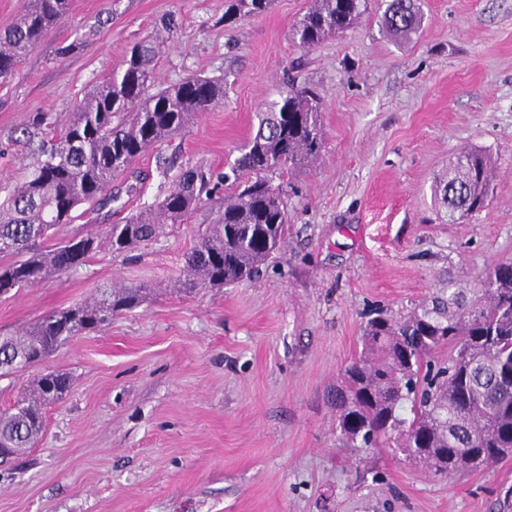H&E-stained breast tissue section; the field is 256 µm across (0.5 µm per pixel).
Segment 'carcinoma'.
I'll list each match as a JSON object with an SVG mask.
<instances>
[{"mask_svg":"<svg viewBox=\"0 0 512 512\" xmlns=\"http://www.w3.org/2000/svg\"><path fill=\"white\" fill-rule=\"evenodd\" d=\"M71 0H29L0 31V80L68 15ZM272 0H234L231 18L267 12ZM368 0H309L292 38L313 48L367 11ZM417 0H387L386 26L404 34L418 22ZM159 38L135 44L120 68L94 85L75 111L58 119L35 112L11 132L32 157L24 180L0 203V295L32 288L79 267L101 248L126 252L155 238L204 203L229 179H248L224 200L214 224L184 255L176 288L193 291L253 281L281 247L288 214L283 189L268 175L317 161L325 140L321 103L290 87L261 114L239 149L230 173L186 165L157 202L109 225L100 240L76 235L50 244L49 232L71 224L82 205L112 200V182L142 154L180 135L224 99V78L192 74L160 85ZM493 161L460 150L448 166L441 203L448 223H461L487 204ZM150 295L145 286L113 284L84 301L55 310L17 336H0V378L31 368L40 372L25 395L0 413V459L39 442L45 410L70 390L71 378L43 365L61 345L133 311ZM448 348V359L438 353ZM336 432L348 448L387 447L424 463L436 476L487 468L512 454V261L492 264L467 295L448 283V296L395 320H367L359 355L341 371L331 394Z\"/></svg>","mask_w":512,"mask_h":512,"instance_id":"carcinoma-1","label":"carcinoma"}]
</instances>
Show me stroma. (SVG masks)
<instances>
[{
  "mask_svg": "<svg viewBox=\"0 0 512 512\" xmlns=\"http://www.w3.org/2000/svg\"><path fill=\"white\" fill-rule=\"evenodd\" d=\"M229 0H72L71 10L0 85V200L29 150L10 142L35 112L60 117L162 33L159 82L224 79V100L136 161L121 208L58 228L105 236L169 187L162 163L226 171L289 85L321 97L325 149L278 177L288 236L264 278L185 294L182 258L224 199L127 254L100 250L76 270L0 295V336L112 283L152 300L59 347L72 387L48 407L35 448L0 464V512H500L512 456L451 477L383 449L342 447L328 392L360 351L367 311L399 316L448 281L475 287L512 259V0H420L402 37L370 0L352 28L311 49L291 38L308 0H274L230 22ZM176 17L172 34L162 25ZM463 148L495 166L488 206L449 223L435 192Z\"/></svg>",
  "mask_w": 512,
  "mask_h": 512,
  "instance_id": "obj_1",
  "label": "stroma"
}]
</instances>
